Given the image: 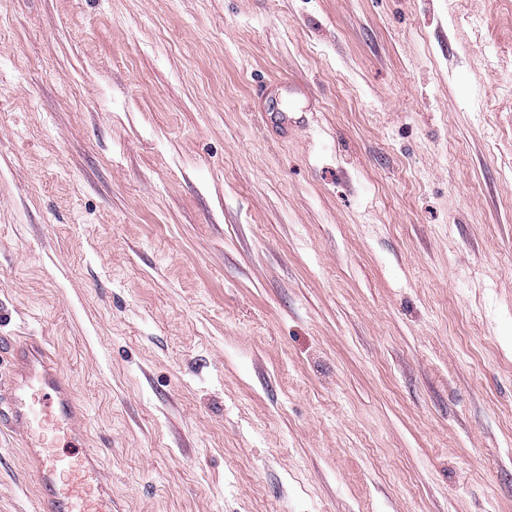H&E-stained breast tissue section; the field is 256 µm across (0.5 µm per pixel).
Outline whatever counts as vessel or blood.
Masks as SVG:
<instances>
[{
  "label": "vessel or blood",
  "instance_id": "b4317fda",
  "mask_svg": "<svg viewBox=\"0 0 512 512\" xmlns=\"http://www.w3.org/2000/svg\"><path fill=\"white\" fill-rule=\"evenodd\" d=\"M83 419L72 381L46 342L25 337L14 348L8 379H0V432H15L24 442L39 486L36 512H112L100 457L83 446ZM49 431L71 454L51 451Z\"/></svg>",
  "mask_w": 512,
  "mask_h": 512
}]
</instances>
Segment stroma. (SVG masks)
I'll return each instance as SVG.
<instances>
[{"label": "stroma", "instance_id": "obj_1", "mask_svg": "<svg viewBox=\"0 0 512 512\" xmlns=\"http://www.w3.org/2000/svg\"><path fill=\"white\" fill-rule=\"evenodd\" d=\"M0 336L112 512H512V0H0Z\"/></svg>", "mask_w": 512, "mask_h": 512}]
</instances>
